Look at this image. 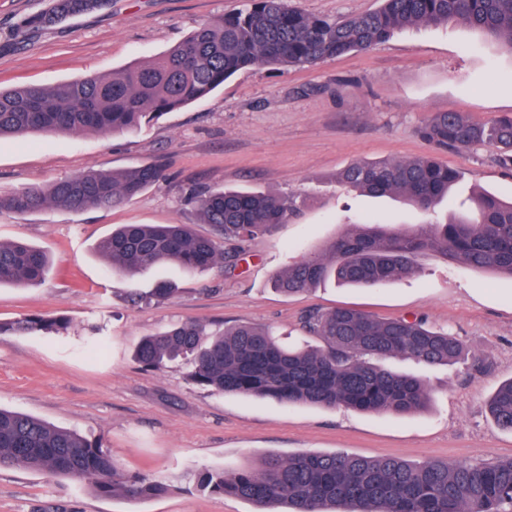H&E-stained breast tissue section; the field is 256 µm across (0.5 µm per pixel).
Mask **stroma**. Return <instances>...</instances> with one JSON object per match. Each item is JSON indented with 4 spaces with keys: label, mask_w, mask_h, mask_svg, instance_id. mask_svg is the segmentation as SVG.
I'll use <instances>...</instances> for the list:
<instances>
[{
    "label": "stroma",
    "mask_w": 512,
    "mask_h": 512,
    "mask_svg": "<svg viewBox=\"0 0 512 512\" xmlns=\"http://www.w3.org/2000/svg\"><path fill=\"white\" fill-rule=\"evenodd\" d=\"M50 0H0V87L52 86L151 60L211 18L245 0H110L107 7L23 34V20ZM434 112L489 123L512 113V51L463 24L409 28L365 52L312 68L257 66L209 97L155 118L135 133L31 134L0 139V193L49 185L87 170L163 163L168 178L110 209L0 213V242L49 251L39 286L0 287V322L50 314L69 319L63 335H0V407L74 429L131 474L169 485L168 495L131 499L96 492L89 480L48 477L28 467L0 470V512H255L252 503L200 490L197 473L260 468L271 455L346 452L411 462H489L512 457V432L497 427L485 401L512 378V277L421 255L415 273L374 288L326 281L287 296L276 272L359 220L402 227L427 221L394 197L339 186L357 161L418 157L416 133ZM461 180L438 208L460 211L473 190L512 199V170L477 145L437 154ZM245 188L289 196L295 208L269 236L248 244L232 268L156 276L113 274L92 251L119 224H192L193 192ZM176 282L167 299L133 303L155 278ZM349 307L379 318H420L465 345L458 364L426 366L401 356L382 368L418 376L426 405L405 416L285 405L216 394L188 377L186 362L160 370L136 362L142 336L188 319L216 333L235 324L270 328L285 342L316 344L303 327L311 311Z\"/></svg>",
    "instance_id": "35a3bbf8"
}]
</instances>
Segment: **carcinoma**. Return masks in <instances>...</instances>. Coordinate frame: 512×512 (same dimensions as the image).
Wrapping results in <instances>:
<instances>
[{
	"label": "carcinoma",
	"instance_id": "obj_1",
	"mask_svg": "<svg viewBox=\"0 0 512 512\" xmlns=\"http://www.w3.org/2000/svg\"><path fill=\"white\" fill-rule=\"evenodd\" d=\"M109 0H51L28 16L22 30L38 32L70 16L103 9ZM465 24L512 50V0H381L371 13L328 19L291 8L285 0H250L189 33L150 61L52 87L0 89V137L32 133L131 134L142 124L208 97L239 71L257 66L306 67L353 51L368 50L411 26ZM417 133L435 149L485 145L512 170V113L490 125L458 112H435ZM159 163L121 171H89L48 187L0 194V212L29 213L46 207L70 212L120 206L163 181ZM339 182L371 196H399L432 213L461 174L432 155L403 161L355 162ZM213 233L191 224H124L100 237L94 252L125 277L166 264L205 271L230 262L240 244L272 233L292 211L291 200L269 194L215 189L188 199ZM474 214L400 230L388 223L355 224L318 251L288 265L274 286L284 294L333 280L371 288L412 271L427 252L448 262L512 277V202L491 194L474 198ZM45 251L24 241L0 242V286L37 285L49 272ZM306 331L321 344L290 349L273 333L237 325L209 335L197 322L173 324L142 337L135 357L162 369L190 360L189 378L216 393L282 404L388 412L404 415L428 399L413 376L380 369L375 357L404 356L425 365L460 360L463 343L420 319H380L351 308L313 311ZM61 317L33 316L0 323L3 332H59ZM495 424L512 432V379L485 401ZM23 465L48 476L91 481L102 494L148 498L170 491L142 474L123 471L102 448L79 432L0 408V468ZM207 492L247 500L257 512H512V458L488 463L428 460L344 452H305L268 457L262 467L205 471L196 476Z\"/></svg>",
	"mask_w": 512,
	"mask_h": 512
}]
</instances>
